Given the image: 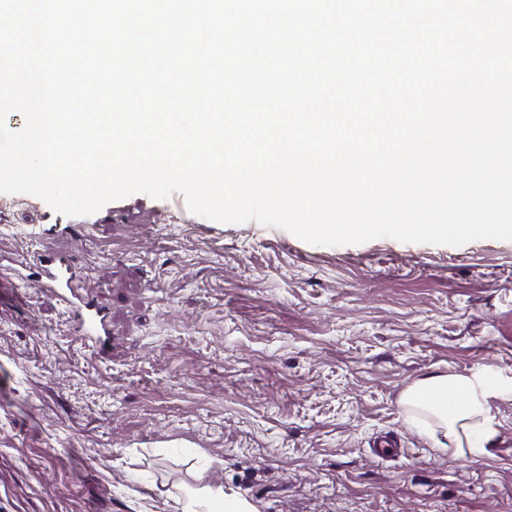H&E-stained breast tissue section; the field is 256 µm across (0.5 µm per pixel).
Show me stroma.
<instances>
[{"label": "stroma", "mask_w": 512, "mask_h": 512, "mask_svg": "<svg viewBox=\"0 0 512 512\" xmlns=\"http://www.w3.org/2000/svg\"><path fill=\"white\" fill-rule=\"evenodd\" d=\"M71 260L105 351L35 279L0 292V512H512V242L306 243L138 193L87 216L0 193V278ZM495 371V433L408 422L432 375ZM395 439L398 455L374 453Z\"/></svg>", "instance_id": "obj_1"}]
</instances>
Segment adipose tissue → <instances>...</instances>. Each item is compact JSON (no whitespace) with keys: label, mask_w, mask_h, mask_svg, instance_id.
Masks as SVG:
<instances>
[{"label":"adipose tissue","mask_w":512,"mask_h":512,"mask_svg":"<svg viewBox=\"0 0 512 512\" xmlns=\"http://www.w3.org/2000/svg\"><path fill=\"white\" fill-rule=\"evenodd\" d=\"M446 392L455 398L451 407L442 408L432 403V396ZM495 393V388L485 382L480 372L469 376L436 375L411 386L404 393L403 402L436 418V426L424 427L423 432L432 438L443 437L445 451L478 455L492 432L489 399Z\"/></svg>","instance_id":"1"}]
</instances>
